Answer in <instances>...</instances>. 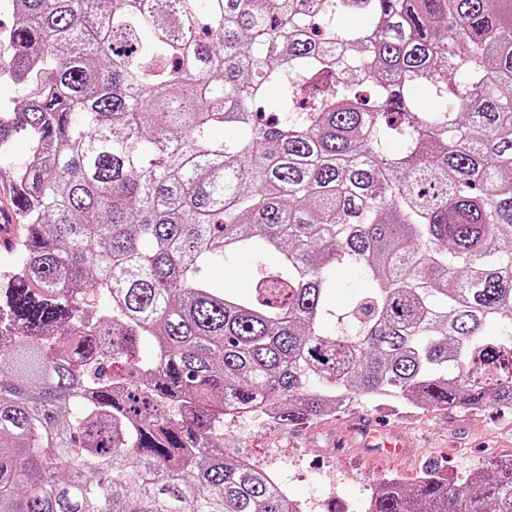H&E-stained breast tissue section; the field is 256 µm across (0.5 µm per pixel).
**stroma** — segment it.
<instances>
[{"label": "stroma", "mask_w": 512, "mask_h": 512, "mask_svg": "<svg viewBox=\"0 0 512 512\" xmlns=\"http://www.w3.org/2000/svg\"><path fill=\"white\" fill-rule=\"evenodd\" d=\"M391 425L416 443L409 463L374 458L339 447L357 420L373 418L381 404L362 399L340 417L317 419L284 428L260 415L226 423L227 453L266 466L275 448L288 451V490L298 499L317 498V512H367L370 499L389 478L411 485L427 468L453 480L471 470L489 468L491 460L512 458V409L482 407L415 411L391 400Z\"/></svg>", "instance_id": "1"}]
</instances>
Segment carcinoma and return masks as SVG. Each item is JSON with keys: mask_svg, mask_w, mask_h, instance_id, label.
<instances>
[{"mask_svg": "<svg viewBox=\"0 0 512 512\" xmlns=\"http://www.w3.org/2000/svg\"><path fill=\"white\" fill-rule=\"evenodd\" d=\"M11 2L0 512H295L224 420L512 408V0ZM369 512H512V460ZM8 179L9 178L6 177V181L1 182L0 191V221L4 223L2 224V229L0 228V248H4L6 250L11 249L19 226L17 220L13 216H11V220L8 221V223H5L9 215L14 214L10 204L11 188L8 183ZM213 276L230 287L247 290L251 279L250 262L240 257L226 259L224 267L215 270ZM228 279H231L235 284Z\"/></svg>", "mask_w": 512, "mask_h": 512, "instance_id": "carcinoma-1", "label": "carcinoma"}]
</instances>
